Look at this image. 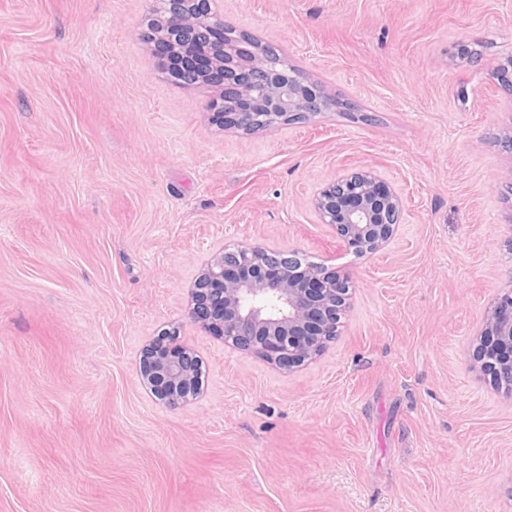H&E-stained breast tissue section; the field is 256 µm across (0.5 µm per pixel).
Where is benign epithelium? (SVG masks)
I'll return each instance as SVG.
<instances>
[{
	"label": "benign epithelium",
	"mask_w": 512,
	"mask_h": 512,
	"mask_svg": "<svg viewBox=\"0 0 512 512\" xmlns=\"http://www.w3.org/2000/svg\"><path fill=\"white\" fill-rule=\"evenodd\" d=\"M216 0H192L211 43L221 44L224 15ZM186 0H169L164 34L153 44L157 65L179 63L175 78L198 75V83L224 94L213 104L215 120L246 134L277 124L303 123L347 103L282 61H272L246 32L225 46L224 62L182 40L188 22ZM311 204L319 223L336 242L357 255L371 254L392 239L405 214L403 198L371 167L338 173L314 192ZM350 285L325 265L310 262L295 249L271 251L245 241L224 245L195 278L186 318L209 336L235 349L254 352L268 362L296 368L313 361L339 331L349 307ZM480 361L498 381L512 378V289L502 292L486 318ZM139 374L152 395L170 408L197 398L202 362L184 344L180 329H164L142 352Z\"/></svg>",
	"instance_id": "benign-epithelium-1"
}]
</instances>
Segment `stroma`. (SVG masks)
<instances>
[{
	"instance_id": "1",
	"label": "stroma",
	"mask_w": 512,
	"mask_h": 512,
	"mask_svg": "<svg viewBox=\"0 0 512 512\" xmlns=\"http://www.w3.org/2000/svg\"><path fill=\"white\" fill-rule=\"evenodd\" d=\"M150 5L0 0V512H512V389L474 359L512 286V0H224L353 106L253 134L157 69ZM361 167L407 212L358 256L311 196ZM235 241L349 276L313 362L186 323ZM174 324L203 388L171 409L137 369Z\"/></svg>"
}]
</instances>
